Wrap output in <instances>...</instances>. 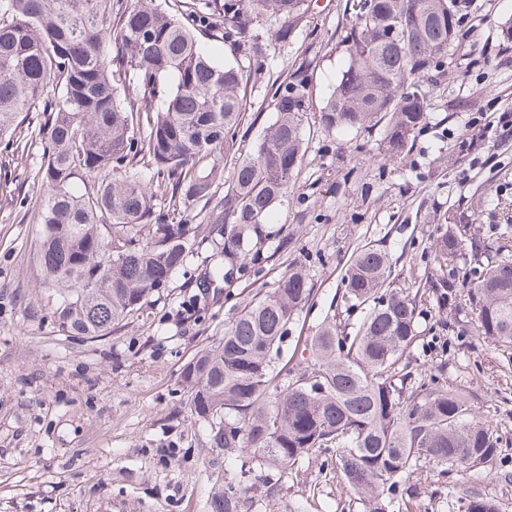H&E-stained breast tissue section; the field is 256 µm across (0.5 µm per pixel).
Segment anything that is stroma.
<instances>
[{
    "instance_id": "obj_1",
    "label": "stroma",
    "mask_w": 512,
    "mask_h": 512,
    "mask_svg": "<svg viewBox=\"0 0 512 512\" xmlns=\"http://www.w3.org/2000/svg\"><path fill=\"white\" fill-rule=\"evenodd\" d=\"M463 37L422 82L428 120L400 155L385 126L329 131L306 123V160L276 204L260 248L269 257L256 276L233 279L200 296L196 281L216 262L202 242L166 288L108 335L71 336L52 317L54 289L33 262L36 225L22 197H37L30 174L40 144L19 145L9 181H0V512H208L212 487L229 478L209 433L187 406L180 373L204 349L219 345L236 310L294 264L313 293L288 328L287 352L335 314L348 327L360 312L332 308L345 266L357 248L384 246L394 288L428 275L424 255L442 224L465 223L478 243L466 258L474 272L495 255L497 230L512 215V131L493 121L512 113V0H459ZM357 0H311L287 45H272L247 91L245 121L224 153L223 198L235 164L275 120V87L295 70L310 76V113H318L346 61L345 37ZM475 315L458 288L448 312L427 301L418 309V340L409 368L439 374L468 397L475 420L499 439L490 470L448 478L423 470L389 512H459L478 492L512 512V360L481 336L442 331ZM495 478H488V471ZM256 485L249 512H369L336 473L330 454L310 452Z\"/></svg>"
}]
</instances>
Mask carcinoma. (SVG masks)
I'll list each match as a JSON object with an SVG mask.
<instances>
[{"label":"carcinoma","mask_w":512,"mask_h":512,"mask_svg":"<svg viewBox=\"0 0 512 512\" xmlns=\"http://www.w3.org/2000/svg\"><path fill=\"white\" fill-rule=\"evenodd\" d=\"M308 0H198L183 15L155 0H0V145L38 140L34 173L42 193L20 207L38 225L34 258L55 288L54 317L77 336L101 337L166 287L195 245L217 242L224 262L196 283L205 295L235 274H258L256 249L273 208L298 173L307 147L310 78L297 71L272 94L275 121L235 167L224 198L211 209L224 175L222 150L245 117L247 86L270 41L288 42ZM266 16L286 25L255 31ZM401 24L400 34L388 31ZM206 30L234 61L200 46ZM448 0H361L346 36V64L319 111L327 130H371L387 120L400 153L427 116L420 78L459 37ZM30 112L38 127H23ZM155 169L145 171L144 157ZM198 207L177 223L153 198ZM465 239L438 228L425 256L427 298L448 308ZM386 249L367 243L343 274L340 305L364 310L353 335L328 315L305 337L302 367H288V325L313 292L294 268L272 291L256 294L224 326V341L186 364L181 381L191 415L216 408L224 428L211 447L241 461L208 496L210 512L253 505L255 472L294 465L316 449H336V468L351 489L385 512L423 466L464 476L498 456V439L472 418L467 396L433 374L406 394L398 364L417 339L418 295L390 288ZM475 336L512 351V251L487 261L470 288ZM460 512H498L471 493Z\"/></svg>","instance_id":"1"}]
</instances>
